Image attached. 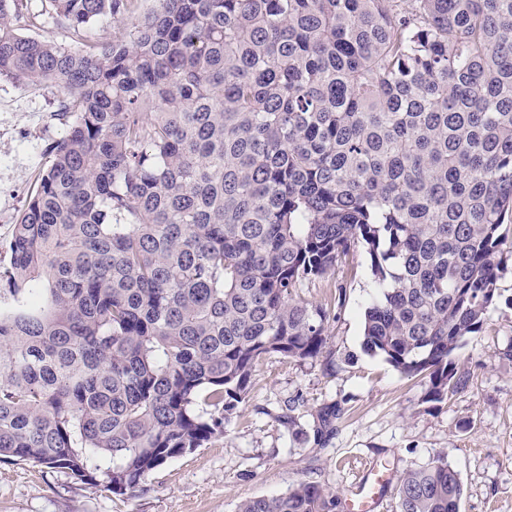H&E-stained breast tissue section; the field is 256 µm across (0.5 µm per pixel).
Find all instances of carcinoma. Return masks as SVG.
Returning <instances> with one entry per match:
<instances>
[{
    "instance_id": "1",
    "label": "carcinoma",
    "mask_w": 512,
    "mask_h": 512,
    "mask_svg": "<svg viewBox=\"0 0 512 512\" xmlns=\"http://www.w3.org/2000/svg\"><path fill=\"white\" fill-rule=\"evenodd\" d=\"M0 0V77L63 94L0 263V461L116 495L224 437L257 364L335 367L303 299L357 247L363 347L464 389L512 224V0ZM112 32L96 39L101 20ZM292 437L323 444L341 408ZM438 454L396 512H459ZM236 512H342L315 480ZM31 9L35 12L42 13V25L38 29L32 31H23L39 38H49L58 43H68V33L65 29L57 26L53 17L48 12V3L46 0H29Z\"/></svg>"
}]
</instances>
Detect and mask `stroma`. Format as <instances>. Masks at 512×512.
I'll use <instances>...</instances> for the list:
<instances>
[{"label":"stroma","mask_w":512,"mask_h":512,"mask_svg":"<svg viewBox=\"0 0 512 512\" xmlns=\"http://www.w3.org/2000/svg\"><path fill=\"white\" fill-rule=\"evenodd\" d=\"M60 92L0 78V244L27 206L47 150L65 125ZM501 301L482 331L456 352L466 389L438 407L425 387L381 356L366 353L363 313L375 295L364 250L335 274L302 289L304 298L331 308L334 373L319 362L260 361L251 396L214 443L167 462L132 496L78 482L54 469L0 462V512H236L240 501L285 492L305 479L338 492L381 462L394 474L445 453L463 483L460 512H512V269L499 282ZM298 401L312 426L316 410L344 409L325 447L295 441L277 412Z\"/></svg>","instance_id":"1"}]
</instances>
